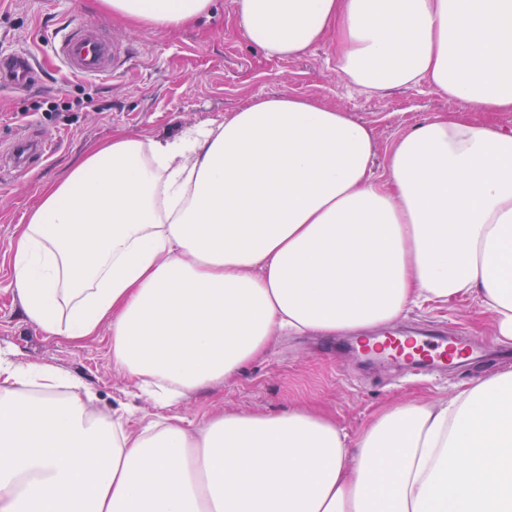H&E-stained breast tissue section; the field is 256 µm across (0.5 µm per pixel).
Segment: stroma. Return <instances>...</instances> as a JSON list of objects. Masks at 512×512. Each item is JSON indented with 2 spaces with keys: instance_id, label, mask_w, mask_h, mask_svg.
<instances>
[{
  "instance_id": "35a3bbf8",
  "label": "stroma",
  "mask_w": 512,
  "mask_h": 512,
  "mask_svg": "<svg viewBox=\"0 0 512 512\" xmlns=\"http://www.w3.org/2000/svg\"><path fill=\"white\" fill-rule=\"evenodd\" d=\"M90 0H0V54L23 50L41 67L27 90L0 86V349L22 363L45 364L79 377L101 409L124 408L150 420L158 411L136 386L112 366L108 330L80 343L46 335L26 321L10 280L11 242L44 183L64 176L90 147L114 131L169 138L183 128L223 118L262 96L291 94L325 100L355 121L373 128L377 155L373 171L382 174L389 146L422 117L453 111L447 97L430 86L393 88L376 95L351 85L337 72L333 41L286 60L267 59L234 22L235 0H214L212 15L170 34L143 32L91 13ZM93 23L129 52L118 78H77L61 71L51 43L64 26ZM92 95L97 112L63 111L64 103ZM60 109L48 111L47 102ZM52 142L49 157L33 160L17 175L8 173L11 148L24 135ZM428 320L449 335L489 336L490 315L472 298L430 304L407 311L392 329L413 330ZM348 336H277L265 354L235 381L201 391L173 411L195 423L218 410L279 414L307 408L326 415L356 436L384 404L426 398L447 400L461 385L512 368L504 347L491 344L475 360L447 372L415 374L397 363H377L350 348Z\"/></svg>"
}]
</instances>
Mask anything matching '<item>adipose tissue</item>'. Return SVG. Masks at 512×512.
Wrapping results in <instances>:
<instances>
[{
	"label": "adipose tissue",
	"instance_id": "ef3b65f1",
	"mask_svg": "<svg viewBox=\"0 0 512 512\" xmlns=\"http://www.w3.org/2000/svg\"><path fill=\"white\" fill-rule=\"evenodd\" d=\"M147 32L213 0H92ZM266 56L337 28L336 69L377 94L429 84L454 112L407 127L375 177L372 127L294 95L160 140L113 132L46 184L10 245L21 312L80 341L164 412L140 427L75 376L0 352V512H512V369L405 402L356 437L306 409L171 408L271 339L391 326L472 297L512 346V0H235ZM99 449L104 464L85 451Z\"/></svg>",
	"mask_w": 512,
	"mask_h": 512
}]
</instances>
